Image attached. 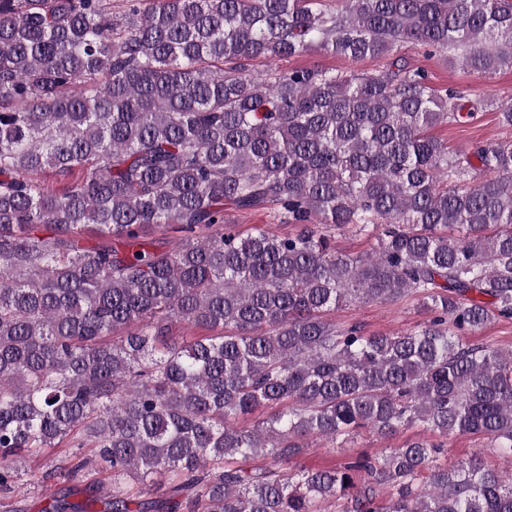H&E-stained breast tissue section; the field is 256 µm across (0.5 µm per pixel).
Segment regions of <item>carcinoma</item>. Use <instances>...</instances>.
Here are the masks:
<instances>
[{"label":"carcinoma","mask_w":512,"mask_h":512,"mask_svg":"<svg viewBox=\"0 0 512 512\" xmlns=\"http://www.w3.org/2000/svg\"><path fill=\"white\" fill-rule=\"evenodd\" d=\"M419 45L512 70V0H0L1 494L73 448L46 478L112 472L108 512H512L511 473L438 462L464 434L512 457V351L460 341L512 319V142L429 134L512 127V97L434 89ZM315 50L382 69L275 64ZM260 209L295 232L224 223ZM409 296V332L328 319ZM417 424L438 441L292 465ZM430 133L453 150H467L475 142L486 140H512V128L504 127L498 112L483 110L468 125H438ZM371 240L354 230H345L336 234V250L347 255H360L369 250Z\"/></svg>","instance_id":"carcinoma-1"}]
</instances>
